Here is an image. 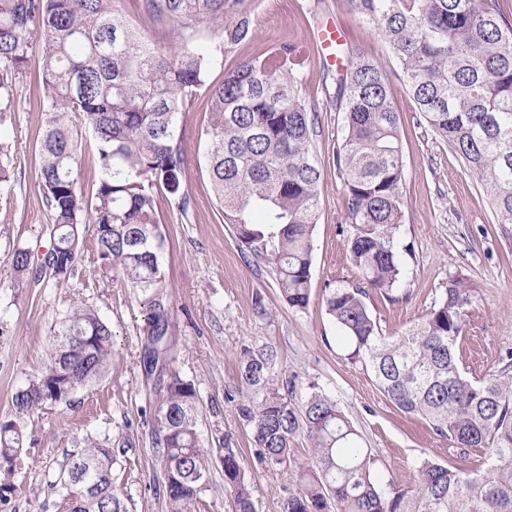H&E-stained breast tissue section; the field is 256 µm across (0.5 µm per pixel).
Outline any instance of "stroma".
<instances>
[{
    "label": "stroma",
    "mask_w": 512,
    "mask_h": 512,
    "mask_svg": "<svg viewBox=\"0 0 512 512\" xmlns=\"http://www.w3.org/2000/svg\"><path fill=\"white\" fill-rule=\"evenodd\" d=\"M253 36L227 54L211 74L218 84L227 70L272 48L282 37L303 43L310 63L302 93L320 119L316 151L324 199L314 232L310 302L296 311L283 301L274 274L235 238L214 204L201 167L200 132L209 101L200 96L180 116L177 132L187 150V213L159 198L165 242L160 255L173 321V368L192 381L199 398V428L206 447L226 440L237 453L241 472L252 488L256 512H282L298 477L288 466L268 467L258 458L249 427L240 415L245 396L239 364L245 350L268 344L277 350L272 373L294 381L297 396L315 383L336 400L370 448L379 481L409 480L423 458L447 461V437L418 416L399 411L375 385L370 372L350 362L345 343L326 313L327 283H355L359 275L348 260L346 241L355 231L345 216L348 189L335 155L341 144V115L324 83L330 65L318 40L321 22L336 24L345 43L375 57L383 48L377 32L364 25L345 0H251ZM394 103L400 114L405 178L403 220L395 246L407 268L403 299L375 302L384 331L400 333L420 321L450 280L468 283L474 306L460 342L458 359L469 377L497 369L512 349V238L495 224L489 200L462 161L432 132L417 112L394 62H386ZM11 120L0 124V141L11 145L16 181L10 196L0 197V420L12 414L11 397L43 367L50 336L64 311L93 306L112 328V365L69 402L46 407L27 420L21 461L20 493L0 512H68L58 492L47 486L68 453L83 438L107 440L118 449L114 486L130 512H167L163 495L164 461L152 444L151 412L159 386L141 367L143 303L111 268L101 266L92 225L82 227L77 270L68 279L44 276L38 284L14 287L12 255L24 247L40 255L53 242L51 221L38 185V146L45 126L39 110L42 69L38 50L16 81Z\"/></svg>",
    "instance_id": "obj_1"
}]
</instances>
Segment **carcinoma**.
Returning a JSON list of instances; mask_svg holds the SVG:
<instances>
[{"instance_id":"cac0c4a2","label":"carcinoma","mask_w":512,"mask_h":512,"mask_svg":"<svg viewBox=\"0 0 512 512\" xmlns=\"http://www.w3.org/2000/svg\"><path fill=\"white\" fill-rule=\"evenodd\" d=\"M120 0H0V122L15 108L16 76L32 46L42 62L47 114L39 146V186L51 215L50 274L75 273L91 224L98 259L143 297L141 364L146 375L173 361L172 322L160 270L165 237L156 195L184 213L186 150L176 135L181 114L201 95L210 107L202 131L204 164L218 214L239 242L275 273L294 310L310 300L314 230L323 204L315 154L319 114L302 97L303 46L285 39L209 83L224 57L252 36L246 0H136L157 28L179 26L175 46L128 22ZM381 37L420 121L454 152L486 193L494 218L512 236V25L498 0H347ZM222 22L216 41L196 46L197 25ZM336 111L344 114L336 164L348 188L346 220L356 226L349 258L358 285H327L325 305L350 348L395 407L420 416L467 455L486 450L482 465L464 468L424 459L412 480L381 483L371 449L349 419L312 383L302 404L294 386L272 377L273 348L246 352L240 373L247 403L240 408L270 467L291 459L292 439L305 433L307 457L295 462L298 488L282 512H512V351L488 376L472 380L459 368L456 345L473 306L464 281L448 283L423 319L397 336L383 332L367 299L388 303L406 268L395 248L402 223L404 179L399 113L381 60L353 53L333 77ZM90 132L102 175L86 194L80 185L82 138ZM15 172L0 143V194ZM30 253L16 249V286L24 287ZM112 364V331L89 305L67 309L52 330L43 369L11 398L14 416L0 421V503L20 490L15 459L25 417L66 393L90 385ZM162 396L153 416L154 444L165 461L168 512H201L209 487L211 449L198 427L194 383L158 373ZM114 451L87 437L49 487L70 512H128L115 492ZM224 490L235 512H256L233 449H224Z\"/></svg>"}]
</instances>
